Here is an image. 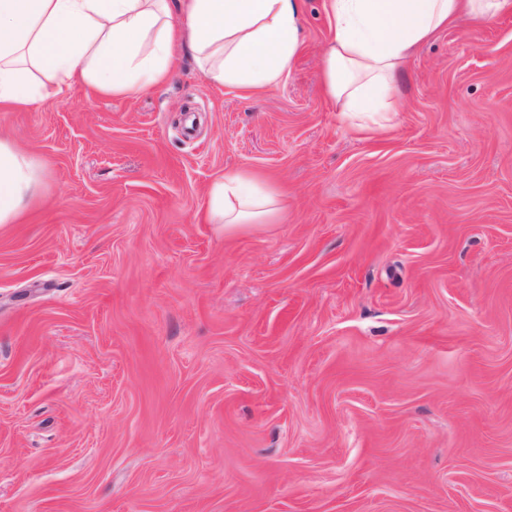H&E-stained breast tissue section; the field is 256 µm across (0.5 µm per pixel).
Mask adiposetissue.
Segmentation results:
<instances>
[{
    "instance_id": "obj_1",
    "label": "adipose tissue",
    "mask_w": 512,
    "mask_h": 512,
    "mask_svg": "<svg viewBox=\"0 0 512 512\" xmlns=\"http://www.w3.org/2000/svg\"><path fill=\"white\" fill-rule=\"evenodd\" d=\"M334 31L322 53L326 95L343 116L391 120L398 78L416 47L467 19L489 23L512 0H326ZM301 0H0V107L25 109L83 82L104 96L165 80L189 48L212 83L263 88L289 72ZM42 166L0 138V224L42 200ZM283 195L247 171L208 192V222L233 228L280 218Z\"/></svg>"
}]
</instances>
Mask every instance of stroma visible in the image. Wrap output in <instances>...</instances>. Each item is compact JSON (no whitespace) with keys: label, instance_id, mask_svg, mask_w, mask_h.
Masks as SVG:
<instances>
[{"label":"stroma","instance_id":"stroma-1","mask_svg":"<svg viewBox=\"0 0 512 512\" xmlns=\"http://www.w3.org/2000/svg\"><path fill=\"white\" fill-rule=\"evenodd\" d=\"M181 50L0 108L47 204L0 224V512H512V13L423 42L382 129ZM279 187L207 223L211 184ZM284 210L283 194L247 171L224 173L208 192L206 219L233 228L239 224H270Z\"/></svg>","mask_w":512,"mask_h":512}]
</instances>
